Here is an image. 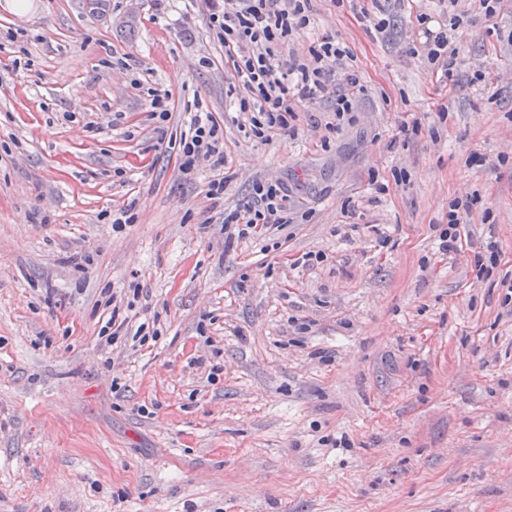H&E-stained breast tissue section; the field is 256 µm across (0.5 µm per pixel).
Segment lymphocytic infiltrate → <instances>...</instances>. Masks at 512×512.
Wrapping results in <instances>:
<instances>
[{"instance_id":"obj_1","label":"lymphocytic infiltrate","mask_w":512,"mask_h":512,"mask_svg":"<svg viewBox=\"0 0 512 512\" xmlns=\"http://www.w3.org/2000/svg\"><path fill=\"white\" fill-rule=\"evenodd\" d=\"M208 13L209 31L224 49V65L238 87L235 110L241 119L239 128L246 137L269 141L279 132H293L299 107L310 106L329 91L331 76L342 74L347 92L336 97L328 132L354 110L350 92L359 85L357 74L348 68L349 47L330 35L310 46L301 60L282 63V49L292 37L309 29L311 0H202ZM458 0H436L437 14L420 13L422 41L413 42L411 52L425 57L433 71L452 79L458 55L455 33L463 23L456 11ZM194 111L178 148V170L183 177L194 175L199 166L208 165L215 176L207 184L206 194L223 196L231 181L224 166V120L203 110L194 101ZM288 195L282 183L255 181L251 199L224 216V245L255 235L257 228L290 224Z\"/></svg>"}]
</instances>
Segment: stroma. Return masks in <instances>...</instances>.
Returning a JSON list of instances; mask_svg holds the SVG:
<instances>
[{"label": "stroma", "instance_id": "1", "mask_svg": "<svg viewBox=\"0 0 512 512\" xmlns=\"http://www.w3.org/2000/svg\"><path fill=\"white\" fill-rule=\"evenodd\" d=\"M312 5L283 58L348 46L356 120L326 136L327 96L265 143L225 122L214 205L176 163L188 99L234 109L195 0H0V512H512V0H459L448 84L409 52L432 0L383 36L371 0ZM258 179L299 219L225 249ZM137 284L158 336L108 347L105 298Z\"/></svg>", "mask_w": 512, "mask_h": 512}]
</instances>
